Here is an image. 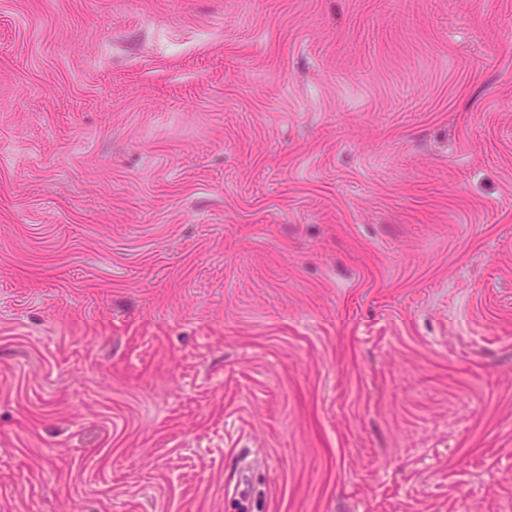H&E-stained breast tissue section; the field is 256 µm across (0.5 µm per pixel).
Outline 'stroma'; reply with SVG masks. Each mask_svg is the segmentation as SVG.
<instances>
[{"label":"stroma","mask_w":512,"mask_h":512,"mask_svg":"<svg viewBox=\"0 0 512 512\" xmlns=\"http://www.w3.org/2000/svg\"><path fill=\"white\" fill-rule=\"evenodd\" d=\"M0 512H512V0H0Z\"/></svg>","instance_id":"1"}]
</instances>
